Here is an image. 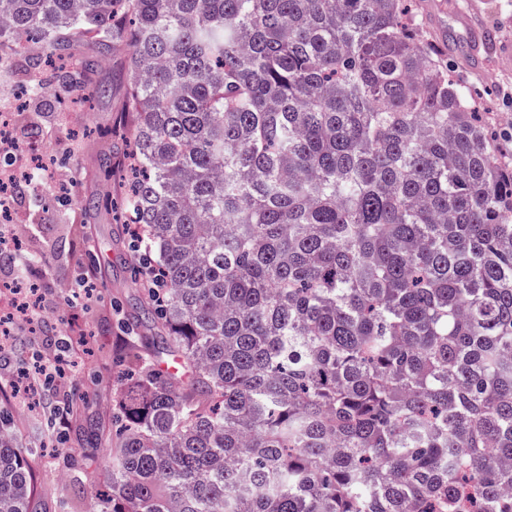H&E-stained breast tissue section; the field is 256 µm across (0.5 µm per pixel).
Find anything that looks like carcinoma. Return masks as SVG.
<instances>
[{"mask_svg": "<svg viewBox=\"0 0 512 512\" xmlns=\"http://www.w3.org/2000/svg\"><path fill=\"white\" fill-rule=\"evenodd\" d=\"M94 101L163 303L118 355L97 512H512V159L409 0H0ZM34 488L0 414V512Z\"/></svg>", "mask_w": 512, "mask_h": 512, "instance_id": "cac0c4a2", "label": "carcinoma"}]
</instances>
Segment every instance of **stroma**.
I'll use <instances>...</instances> for the list:
<instances>
[{
    "label": "stroma",
    "instance_id": "stroma-1",
    "mask_svg": "<svg viewBox=\"0 0 512 512\" xmlns=\"http://www.w3.org/2000/svg\"><path fill=\"white\" fill-rule=\"evenodd\" d=\"M445 32L426 27L429 42H461L463 28L457 13H473L494 33L493 45L482 48L481 68H469L448 57L463 91L489 109L512 116V61L500 58L496 46H512V0H448ZM128 50L113 51L96 70L111 93L92 107L64 105L52 98H30L26 88L48 75L35 70L28 54L13 44L0 45V90L13 93L6 106L16 112L14 136L27 155L52 149L55 182L68 186V198L52 193L34 196L28 180L10 192L12 219L21 227L16 247L0 261V280L15 288L36 286L43 301L32 319H17L4 351L0 352V408L14 414L13 430L34 475L35 493L29 512H93L82 490L109 470L104 448L114 434L112 400L119 385L114 361L127 339L120 323L133 319L145 290L139 263L128 248V227L116 210L127 189L121 164L130 147L125 103L129 91ZM111 156L115 175L99 164ZM96 199L88 212L82 201ZM94 267V295L88 308H75L70 299L87 267ZM82 337L70 352L78 367L67 371L60 386H47L34 399L21 398V380L34 378L45 357L56 350L62 335ZM67 390L72 402L59 417L55 401Z\"/></svg>",
    "mask_w": 512,
    "mask_h": 512
}]
</instances>
